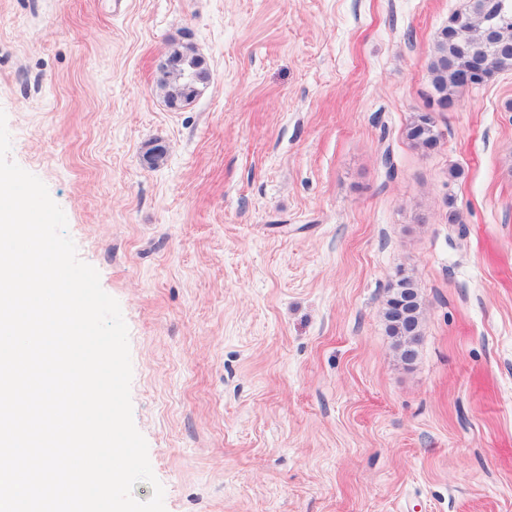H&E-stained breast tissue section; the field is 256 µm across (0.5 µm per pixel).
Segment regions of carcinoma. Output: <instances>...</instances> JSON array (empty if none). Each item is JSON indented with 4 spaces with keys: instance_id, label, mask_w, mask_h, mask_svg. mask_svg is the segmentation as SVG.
I'll return each mask as SVG.
<instances>
[{
    "instance_id": "carcinoma-1",
    "label": "carcinoma",
    "mask_w": 512,
    "mask_h": 512,
    "mask_svg": "<svg viewBox=\"0 0 512 512\" xmlns=\"http://www.w3.org/2000/svg\"><path fill=\"white\" fill-rule=\"evenodd\" d=\"M488 59L485 78L512 70V0H469L467 9L448 17V24L436 41L434 59L430 65L431 83L439 103L448 107L463 92L462 77L476 71L475 62ZM169 67L157 86L165 93L168 106L180 109L190 104L198 94V85L207 84L211 73L204 60L190 49L173 48L168 55ZM408 136L423 144L436 136L433 126L424 116L409 126ZM413 331L391 326L397 339L400 356L414 350V337L420 335V305H415Z\"/></svg>"
}]
</instances>
